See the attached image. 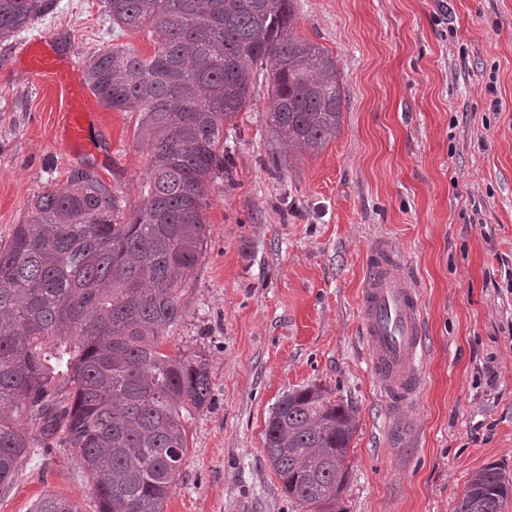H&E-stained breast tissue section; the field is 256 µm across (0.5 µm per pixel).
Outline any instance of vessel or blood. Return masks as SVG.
I'll return each mask as SVG.
<instances>
[{
    "label": "vessel or blood",
    "instance_id": "obj_1",
    "mask_svg": "<svg viewBox=\"0 0 512 512\" xmlns=\"http://www.w3.org/2000/svg\"><path fill=\"white\" fill-rule=\"evenodd\" d=\"M26 69L33 80L51 76L71 86L73 98L65 139L73 147L89 141L87 98L74 66L47 48L44 38L37 36L27 44ZM361 312L376 380L386 400L394 407H402L421 382L424 332L416 293L402 275L398 257L386 243L377 244L367 259Z\"/></svg>",
    "mask_w": 512,
    "mask_h": 512
}]
</instances>
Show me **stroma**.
Masks as SVG:
<instances>
[{
  "label": "stroma",
  "instance_id": "35a3bbf8",
  "mask_svg": "<svg viewBox=\"0 0 512 512\" xmlns=\"http://www.w3.org/2000/svg\"><path fill=\"white\" fill-rule=\"evenodd\" d=\"M296 34L338 61L341 130L276 171L265 82L236 119L233 183L208 189L206 249L163 347L202 355L212 385L185 418L164 512H305L263 443L276 403L312 384L355 415L344 512H454L473 472L512 474V0H298ZM36 35L79 71L112 39L103 0H56L0 41V243L88 162L133 210L149 163L142 113L95 100L90 143L60 144L64 93L26 72ZM379 240L399 253L425 329L422 385L400 415L363 336ZM47 495L98 512L59 447L23 460L0 512H35Z\"/></svg>",
  "mask_w": 512,
  "mask_h": 512
}]
</instances>
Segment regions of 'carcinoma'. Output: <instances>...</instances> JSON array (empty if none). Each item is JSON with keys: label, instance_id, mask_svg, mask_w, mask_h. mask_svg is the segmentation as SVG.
<instances>
[{"label": "carcinoma", "instance_id": "cac0c4a2", "mask_svg": "<svg viewBox=\"0 0 512 512\" xmlns=\"http://www.w3.org/2000/svg\"><path fill=\"white\" fill-rule=\"evenodd\" d=\"M56 0H0V41L53 13ZM112 38L148 28L146 58L112 45L85 65L104 106L142 112L146 184L127 213L93 170L31 203L0 245V489L35 444L69 451L99 512H164L186 453L185 415L207 405L201 355L161 351L184 316L181 287L207 243V188L232 182L226 126L268 82L278 146L317 152L340 132L336 58L299 39L297 0H104ZM353 411L311 385L284 395L266 456L306 512H342ZM512 476L472 474L455 512H503ZM36 512H79L42 499Z\"/></svg>", "mask_w": 512, "mask_h": 512}]
</instances>
